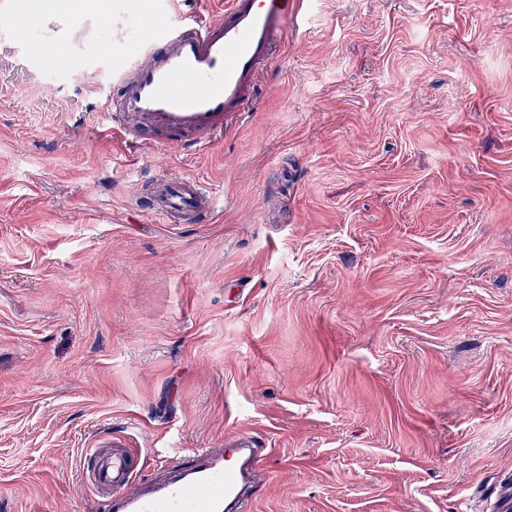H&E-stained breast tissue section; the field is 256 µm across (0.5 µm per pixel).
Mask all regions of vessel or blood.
<instances>
[{
  "label": "vessel or blood",
  "mask_w": 512,
  "mask_h": 512,
  "mask_svg": "<svg viewBox=\"0 0 512 512\" xmlns=\"http://www.w3.org/2000/svg\"><path fill=\"white\" fill-rule=\"evenodd\" d=\"M177 2L160 0L164 23L114 73L119 118L111 130L128 138L126 121L135 118L162 132L166 147L191 151L245 121L277 42L287 24L303 22L308 3L227 0L218 14L181 17ZM136 192L146 195L147 213L161 224H197L217 211L214 189L198 177L162 170ZM236 441V465L225 464L223 451L198 449L173 479L149 487L136 483L131 458L118 446L98 454L91 479L109 497L111 512H252L244 485L263 477L264 450L246 431Z\"/></svg>",
  "instance_id": "b4317fda"
}]
</instances>
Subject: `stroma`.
I'll use <instances>...</instances> for the list:
<instances>
[{
	"instance_id": "obj_1",
	"label": "stroma",
	"mask_w": 512,
	"mask_h": 512,
	"mask_svg": "<svg viewBox=\"0 0 512 512\" xmlns=\"http://www.w3.org/2000/svg\"><path fill=\"white\" fill-rule=\"evenodd\" d=\"M152 0H0V512H108L239 431L254 512L512 492V0H311L200 154L100 136ZM202 176L210 224L131 188Z\"/></svg>"
}]
</instances>
